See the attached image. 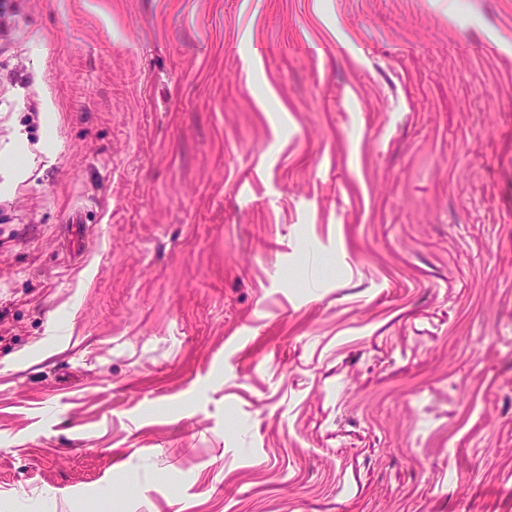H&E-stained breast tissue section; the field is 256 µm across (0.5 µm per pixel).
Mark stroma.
Masks as SVG:
<instances>
[{"mask_svg": "<svg viewBox=\"0 0 512 512\" xmlns=\"http://www.w3.org/2000/svg\"><path fill=\"white\" fill-rule=\"evenodd\" d=\"M0 512H512V0H0Z\"/></svg>", "mask_w": 512, "mask_h": 512, "instance_id": "stroma-1", "label": "stroma"}]
</instances>
